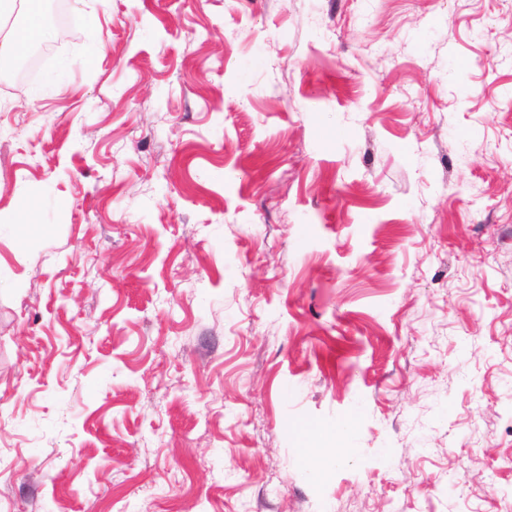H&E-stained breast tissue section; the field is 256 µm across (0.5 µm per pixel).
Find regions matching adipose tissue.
Segmentation results:
<instances>
[{
	"mask_svg": "<svg viewBox=\"0 0 512 512\" xmlns=\"http://www.w3.org/2000/svg\"><path fill=\"white\" fill-rule=\"evenodd\" d=\"M47 36L41 0H0V57L22 55Z\"/></svg>",
	"mask_w": 512,
	"mask_h": 512,
	"instance_id": "obj_1",
	"label": "adipose tissue"
}]
</instances>
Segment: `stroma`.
<instances>
[{"label": "stroma", "instance_id": "1", "mask_svg": "<svg viewBox=\"0 0 512 512\" xmlns=\"http://www.w3.org/2000/svg\"><path fill=\"white\" fill-rule=\"evenodd\" d=\"M64 5L0 71V512H512V0ZM304 448V454L309 463L313 477L322 481L328 468L335 463V458L329 453L328 448Z\"/></svg>", "mask_w": 512, "mask_h": 512}]
</instances>
